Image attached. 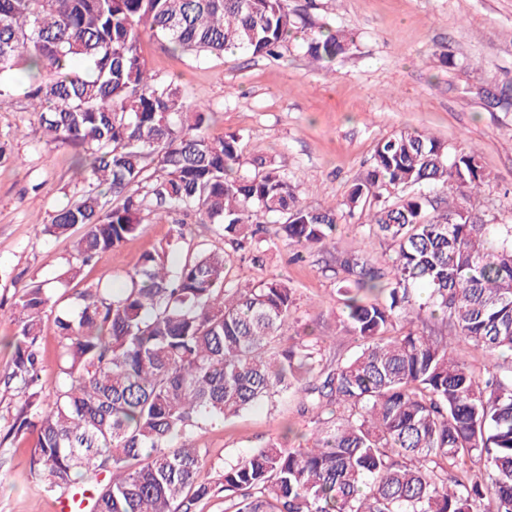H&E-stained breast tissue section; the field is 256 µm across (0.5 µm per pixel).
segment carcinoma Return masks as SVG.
I'll return each instance as SVG.
<instances>
[{"label":"carcinoma","instance_id":"1","mask_svg":"<svg viewBox=\"0 0 512 512\" xmlns=\"http://www.w3.org/2000/svg\"><path fill=\"white\" fill-rule=\"evenodd\" d=\"M294 27L287 0H0V101L22 97L48 141L87 153L77 163L88 183L38 231L82 228L68 270L14 302L0 383L24 401L5 438L37 434L34 473L62 495L84 488L90 512H197L220 495L231 512H512V370L477 373L448 337L401 326L415 306L491 355L512 352V225L470 207L486 179L472 151L417 132L376 146L344 206L367 211L395 256L385 269L356 253L336 260L341 324L359 347L333 363L322 339L283 335L288 282L233 285L222 248L173 259L178 224L123 287L91 284L59 307L83 267L140 233L146 210L193 211L235 251L269 231L297 256L336 249L339 207L301 206L262 156L243 170L241 136L207 134L211 113L140 52L149 31L198 57L269 56ZM347 49L322 27L305 54L330 62ZM269 215L280 221L264 225ZM295 388L313 414L310 445L272 441L204 478L196 431ZM474 458L484 483L465 470Z\"/></svg>","mask_w":512,"mask_h":512}]
</instances>
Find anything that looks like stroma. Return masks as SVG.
<instances>
[{
    "label": "stroma",
    "mask_w": 512,
    "mask_h": 512,
    "mask_svg": "<svg viewBox=\"0 0 512 512\" xmlns=\"http://www.w3.org/2000/svg\"><path fill=\"white\" fill-rule=\"evenodd\" d=\"M288 6L309 22L352 33L353 45L326 65L305 56L298 31L277 58H198L170 52L148 36L141 53L152 74L175 79L188 102L212 112L211 135L239 133L244 155L264 156L288 173L303 206L341 203L370 169L380 140L418 130L473 147L489 176L473 209L491 223L512 224V0H288ZM0 141L18 158L0 165V308L7 310L23 284L67 269L72 239L39 237L34 227L49 223L83 185L72 149L48 143L38 113L24 100L0 103ZM367 222L361 211L343 215L335 253L313 250L300 261L277 239L262 243L256 261L229 252V276L288 282L295 297L289 335L312 330L335 337L325 354L336 359L357 342L337 327L331 264L356 252L383 268L393 254L389 240L368 235ZM174 224L185 225L188 242H220L195 217L150 214L138 236L85 267V283L121 287L125 272L167 240ZM412 326L447 337L476 371L512 364L459 341L453 326L419 319ZM311 429L296 391L207 427L195 445L206 454L205 477L214 480L225 462L272 440L299 447ZM35 442L28 434L0 443V512H60L58 492L31 469Z\"/></svg>",
    "instance_id": "obj_1"
}]
</instances>
